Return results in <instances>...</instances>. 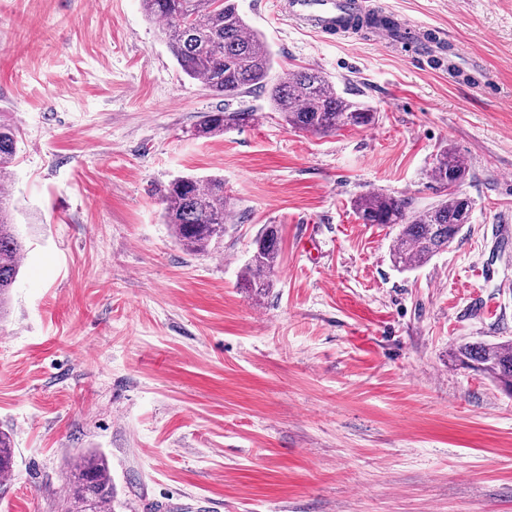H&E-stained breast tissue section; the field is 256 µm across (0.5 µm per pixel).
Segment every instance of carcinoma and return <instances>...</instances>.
I'll return each instance as SVG.
<instances>
[{"label":"carcinoma","mask_w":512,"mask_h":512,"mask_svg":"<svg viewBox=\"0 0 512 512\" xmlns=\"http://www.w3.org/2000/svg\"><path fill=\"white\" fill-rule=\"evenodd\" d=\"M145 12L160 23L161 34L182 72L209 91L232 100L254 90L265 92L285 124L314 134L333 133L343 127L373 124L376 112L336 90L316 70L290 71L271 77L274 58L261 34L252 30L238 11L235 0H142ZM251 113L227 110L204 116L197 127L203 137L248 120ZM18 154V132L0 124V316L15 288L26 255L24 239L14 223L11 195L2 189L10 179ZM469 173L467 163L448 146L441 147L430 169V178L448 189V198L422 211L410 201L383 193L359 197L354 203L364 224H396L392 257L402 270L429 262L448 247L463 228L473 201L455 186ZM164 221L184 250L207 254L224 237V224L232 219L224 179L178 177L162 194ZM279 229L266 224L255 240L250 260L240 277L245 286L262 291L277 265ZM460 364L481 372L512 391V341L464 343L455 352ZM15 450L10 435L0 431V478L14 471ZM114 488L107 457L87 452L73 459L62 502L66 512H107Z\"/></svg>","instance_id":"cac0c4a2"}]
</instances>
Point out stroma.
<instances>
[{
    "mask_svg": "<svg viewBox=\"0 0 512 512\" xmlns=\"http://www.w3.org/2000/svg\"><path fill=\"white\" fill-rule=\"evenodd\" d=\"M236 0L276 54L377 112L329 135L265 93L232 102L178 67L141 0H0V120L28 252L0 320V428L15 473L0 512H60L68 464L103 452L112 512H512V394L461 367L512 340V0H371L440 31L439 61L367 35L324 39ZM485 59L493 92L450 71ZM252 119L198 136L224 106ZM467 162L470 224L398 270L397 227L356 198L445 199L437 150ZM216 175L235 212L220 248L172 239L161 192ZM280 227L264 292L239 274Z\"/></svg>",
    "mask_w": 512,
    "mask_h": 512,
    "instance_id": "stroma-1",
    "label": "stroma"
}]
</instances>
